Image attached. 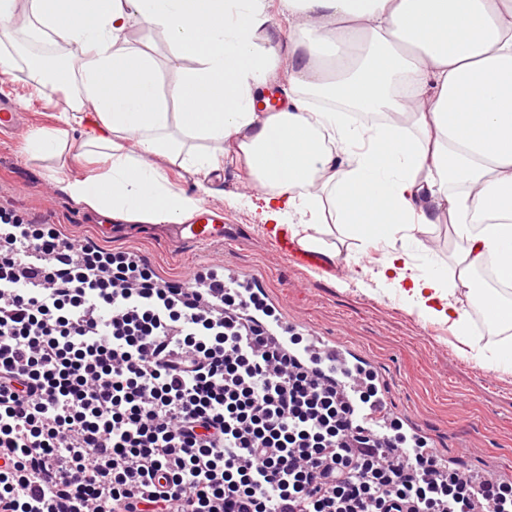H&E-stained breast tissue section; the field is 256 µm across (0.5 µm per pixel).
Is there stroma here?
<instances>
[{
    "label": "stroma",
    "instance_id": "stroma-1",
    "mask_svg": "<svg viewBox=\"0 0 512 512\" xmlns=\"http://www.w3.org/2000/svg\"><path fill=\"white\" fill-rule=\"evenodd\" d=\"M14 40L9 49L17 66L0 72V94L13 96L28 112L27 129L0 138V205L24 211L34 222L57 225L64 237L90 241L115 252L146 259L160 283L184 281L202 265L227 266L242 278L261 281L282 317L322 338L347 342L382 379L386 403L405 427L428 438L442 459L476 477L491 474L512 481V370L493 371L460 352L461 342L447 325L408 311L397 297L374 293L371 280L357 281L361 267H377L383 247L364 245L337 227L324 230L325 243L336 249L337 272L290 262L264 235L262 210L253 201L258 189L243 165L225 163L213 173L207 205L223 209L229 239L209 247L173 244L167 225L116 220L111 234L99 231L104 217L73 201L48 177V163L33 159L24 146L30 131L52 129L58 113L70 110L75 87L58 89L40 84L33 59L42 45L28 39L31 23L18 9L10 23ZM128 44L163 61V84L173 85L191 69V62L168 63L167 34L144 22L128 34ZM428 258L456 278L454 227L441 222L422 234Z\"/></svg>",
    "mask_w": 512,
    "mask_h": 512
}]
</instances>
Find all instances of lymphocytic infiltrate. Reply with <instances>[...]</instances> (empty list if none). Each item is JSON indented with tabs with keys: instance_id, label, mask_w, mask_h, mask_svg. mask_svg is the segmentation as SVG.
Instances as JSON below:
<instances>
[{
	"instance_id": "1",
	"label": "lymphocytic infiltrate",
	"mask_w": 512,
	"mask_h": 512,
	"mask_svg": "<svg viewBox=\"0 0 512 512\" xmlns=\"http://www.w3.org/2000/svg\"><path fill=\"white\" fill-rule=\"evenodd\" d=\"M272 315L0 209V512H512L401 421L383 447L371 375L322 381Z\"/></svg>"
}]
</instances>
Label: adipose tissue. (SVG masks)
<instances>
[{
  "mask_svg": "<svg viewBox=\"0 0 512 512\" xmlns=\"http://www.w3.org/2000/svg\"><path fill=\"white\" fill-rule=\"evenodd\" d=\"M37 33L79 44L85 106L57 115L25 150L57 162L75 202L109 218L170 224L191 218L225 160L245 165L265 221L335 261L315 236L323 210L370 245L384 244L372 280L427 319L463 331L455 293L474 294L475 269L493 259L512 279V0H281L287 43L257 49L271 20L265 0H27ZM161 28L175 59L193 60L159 93L152 55L127 46L136 21ZM282 109L262 111L273 84ZM381 115L356 124L343 110ZM79 139H70V131ZM136 139L137 151L124 142ZM221 142L198 154L187 140ZM153 156L197 176L173 191ZM104 160L102 178L68 175L71 158ZM328 196L310 192L313 179ZM454 224L455 282L424 267L419 233ZM497 345L465 337L487 368L512 366V325Z\"/></svg>",
  "mask_w": 512,
  "mask_h": 512,
  "instance_id": "ef3b65f1",
  "label": "adipose tissue"
}]
</instances>
